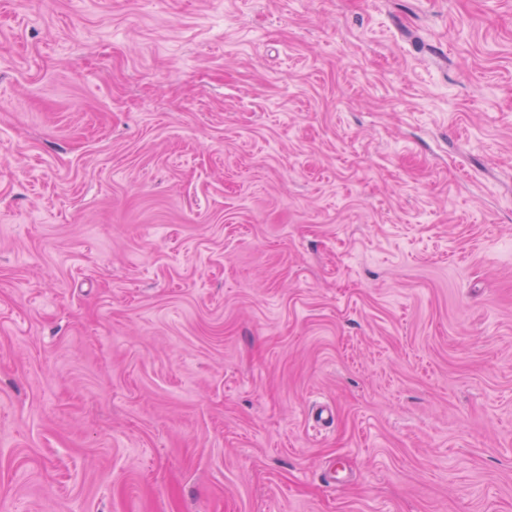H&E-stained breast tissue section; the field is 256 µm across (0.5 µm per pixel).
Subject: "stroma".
Wrapping results in <instances>:
<instances>
[{"label": "stroma", "instance_id": "stroma-1", "mask_svg": "<svg viewBox=\"0 0 512 512\" xmlns=\"http://www.w3.org/2000/svg\"><path fill=\"white\" fill-rule=\"evenodd\" d=\"M0 512H512V0H0Z\"/></svg>", "mask_w": 512, "mask_h": 512}]
</instances>
